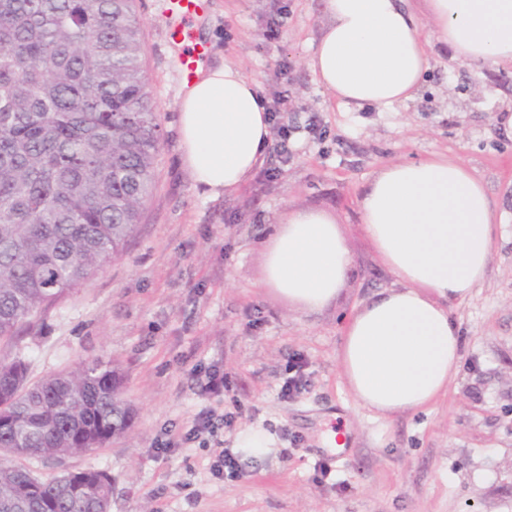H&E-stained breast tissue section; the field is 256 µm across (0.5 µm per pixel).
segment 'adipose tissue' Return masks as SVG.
I'll return each instance as SVG.
<instances>
[{
  "label": "adipose tissue",
  "instance_id": "1",
  "mask_svg": "<svg viewBox=\"0 0 512 512\" xmlns=\"http://www.w3.org/2000/svg\"><path fill=\"white\" fill-rule=\"evenodd\" d=\"M328 23L309 67L350 112L412 100L430 68L422 18L409 0H325ZM436 41L476 67L512 66V0H426ZM184 162L212 194L238 188L263 161L270 124L257 83L233 65L201 71L178 104ZM361 222L399 287L356 309L338 363L356 399L389 416L423 410L460 368L459 325L446 303L484 281L498 222L482 182L442 154L382 166L360 205ZM350 258L336 224L299 210L266 250L265 287L301 309L333 301Z\"/></svg>",
  "mask_w": 512,
  "mask_h": 512
}]
</instances>
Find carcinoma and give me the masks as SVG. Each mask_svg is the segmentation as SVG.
<instances>
[{
    "label": "carcinoma",
    "mask_w": 512,
    "mask_h": 512,
    "mask_svg": "<svg viewBox=\"0 0 512 512\" xmlns=\"http://www.w3.org/2000/svg\"><path fill=\"white\" fill-rule=\"evenodd\" d=\"M136 0H0V337L123 256L154 188L160 132ZM132 410L101 361L28 381L0 360V512H101L104 470L43 480L18 458L106 447Z\"/></svg>",
    "instance_id": "1"
}]
</instances>
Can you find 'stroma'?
<instances>
[{"label":"stroma","mask_w":512,"mask_h":512,"mask_svg":"<svg viewBox=\"0 0 512 512\" xmlns=\"http://www.w3.org/2000/svg\"><path fill=\"white\" fill-rule=\"evenodd\" d=\"M170 0H137L147 90L161 124L155 187L125 253L41 310L0 358L23 357L31 380L101 360L125 374L130 428L108 447L63 465L29 461L42 479L106 470L110 512H512V66L477 69L435 50L415 99L349 112L308 66L327 21L325 0H202L185 20L203 63L239 66L255 80L276 124L294 126L287 157L265 160L235 191L197 189L179 147L183 80ZM314 131H307L308 121ZM440 153L481 180L503 224L484 282L448 301L462 364L428 410L382 417L362 407L340 374L349 316L399 285L360 220L377 170ZM298 209L335 220L350 257L336 299L305 312L263 285L266 245ZM309 384L282 397L289 357ZM217 368L228 392L201 394ZM230 416L212 436L173 448L207 408ZM278 440L264 458L241 457L228 479L213 464L237 432ZM329 475H322L321 467Z\"/></svg>","instance_id":"35a3bbf8"}]
</instances>
